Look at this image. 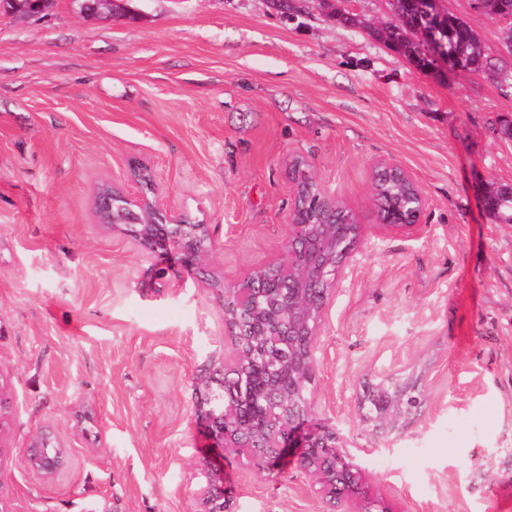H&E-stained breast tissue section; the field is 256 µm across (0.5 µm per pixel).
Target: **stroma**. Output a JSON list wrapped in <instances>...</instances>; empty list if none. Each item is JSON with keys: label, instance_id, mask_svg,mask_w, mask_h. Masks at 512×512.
I'll return each instance as SVG.
<instances>
[{"label": "stroma", "instance_id": "1", "mask_svg": "<svg viewBox=\"0 0 512 512\" xmlns=\"http://www.w3.org/2000/svg\"><path fill=\"white\" fill-rule=\"evenodd\" d=\"M99 22L57 0L0 19V436L7 512H201L198 464L222 468L224 512H340L299 465L211 450L195 415L202 349L228 350L212 281L288 243L290 166L365 226L314 348L313 425L343 434L359 491L385 512H512V223L485 207L512 185V53L501 21L441 0L478 33L495 76L420 70L307 0H131ZM428 200L407 233L377 226L378 161ZM152 169L164 209L205 224L193 271L100 223L106 184ZM422 378L408 428L375 431L356 393L388 369ZM66 448L42 479L35 434Z\"/></svg>", "mask_w": 512, "mask_h": 512}]
</instances>
